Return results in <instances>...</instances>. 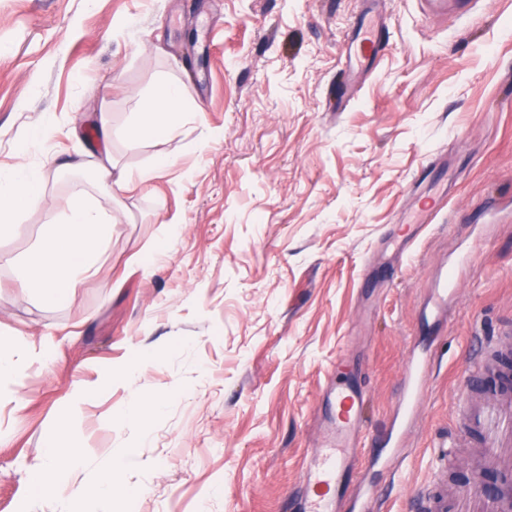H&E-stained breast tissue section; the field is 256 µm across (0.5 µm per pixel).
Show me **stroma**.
<instances>
[{"label": "stroma", "instance_id": "stroma-1", "mask_svg": "<svg viewBox=\"0 0 512 512\" xmlns=\"http://www.w3.org/2000/svg\"><path fill=\"white\" fill-rule=\"evenodd\" d=\"M364 0H0V166L34 126L51 171L0 255L26 252L92 156L172 162L150 191L120 194L99 272L61 307L0 265V340L51 330L54 356L0 386V512H32L30 467L89 384L77 420L88 469L133 449L147 474L114 471L125 512H291L324 439L327 385L368 393L364 428L388 438L405 367L425 361L422 407L389 455L363 450L342 512L365 494L409 512L454 434L463 361L512 322V0L453 21L384 0L392 21L350 106L333 110ZM187 89L180 135L104 144L160 79ZM413 236L412 255L401 254ZM174 244L165 256L155 245ZM457 289L441 311L439 281ZM146 370L120 374L133 361ZM26 403L16 408L12 391ZM163 398L134 429L119 413ZM148 479L145 495L124 491Z\"/></svg>", "mask_w": 512, "mask_h": 512}]
</instances>
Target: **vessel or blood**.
Segmentation results:
<instances>
[{
  "instance_id": "vessel-or-blood-1",
  "label": "vessel or blood",
  "mask_w": 512,
  "mask_h": 512,
  "mask_svg": "<svg viewBox=\"0 0 512 512\" xmlns=\"http://www.w3.org/2000/svg\"><path fill=\"white\" fill-rule=\"evenodd\" d=\"M512 357V327L480 340L468 361L460 388L457 412L479 438L481 473L512 471V374L504 362ZM423 366L406 370L403 400L415 408L421 399ZM366 396L348 387L336 388L331 402L332 429L318 457L310 463L303 488L295 498L298 512H339L344 482L360 456L365 437L360 431ZM414 512H512V481L504 479L492 492L473 485L449 488L445 475L416 490Z\"/></svg>"
}]
</instances>
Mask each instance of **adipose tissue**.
I'll return each instance as SVG.
<instances>
[{
    "mask_svg": "<svg viewBox=\"0 0 512 512\" xmlns=\"http://www.w3.org/2000/svg\"><path fill=\"white\" fill-rule=\"evenodd\" d=\"M186 110L184 88L168 82L157 97L132 113L122 130H115L108 112L100 113L99 128L107 145L118 133L131 142L146 138L169 141L180 135ZM52 131L49 125L36 126L19 145L17 163L0 167L1 236L9 235L19 216L44 194L45 168L28 162L27 157ZM169 162V156L161 153L151 164L130 172L113 163L111 151H104L97 164L96 182L72 192L32 249L22 258L12 259L18 288L42 304L63 305L81 279L98 272L103 248L118 222L115 213L99 205L98 195L115 196L134 182L149 186L157 171ZM53 349V336L48 332L37 341L28 336L1 341L0 382H18L30 361L48 360ZM87 393L84 386L72 390L70 407L48 438L43 458L30 468L33 499L40 512H101L104 502L112 498L113 470L146 468L132 449L123 448L112 453L108 466L87 473L85 484L73 482V474L81 470L87 456L75 432L77 413ZM89 485L96 489V498L87 497L85 488Z\"/></svg>",
    "mask_w": 512,
    "mask_h": 512,
    "instance_id": "ef3b65f1",
    "label": "adipose tissue"
}]
</instances>
